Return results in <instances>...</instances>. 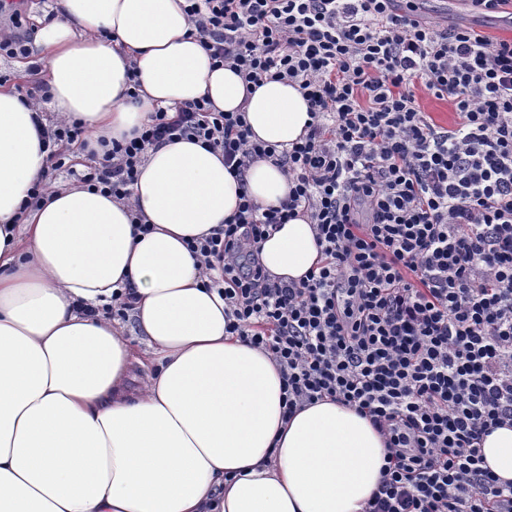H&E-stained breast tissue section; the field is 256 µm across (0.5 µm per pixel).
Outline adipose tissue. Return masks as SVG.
I'll use <instances>...</instances> for the list:
<instances>
[{"label":"adipose tissue","instance_id":"obj_1","mask_svg":"<svg viewBox=\"0 0 512 512\" xmlns=\"http://www.w3.org/2000/svg\"><path fill=\"white\" fill-rule=\"evenodd\" d=\"M184 5L55 0L34 40L51 113L82 121L96 151L154 108L202 98L244 110L254 141H299L310 120L299 87L268 80L247 93L214 66ZM34 113L0 86V512H362L383 436L327 399L283 419L279 367L226 332L224 299L187 245L224 224L241 193L278 205L282 171L260 160L242 183L221 152L184 139L147 152L129 203L70 184L28 209L47 159ZM139 212L151 232L136 231ZM319 259L304 217L260 245L277 277L301 278ZM130 292L134 345L108 314ZM136 366L146 380L134 390ZM481 452L512 481V426Z\"/></svg>","mask_w":512,"mask_h":512}]
</instances>
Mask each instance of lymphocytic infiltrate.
I'll use <instances>...</instances> for the list:
<instances>
[{
    "label": "lymphocytic infiltrate",
    "mask_w": 512,
    "mask_h": 512,
    "mask_svg": "<svg viewBox=\"0 0 512 512\" xmlns=\"http://www.w3.org/2000/svg\"><path fill=\"white\" fill-rule=\"evenodd\" d=\"M215 63L244 82H293L307 132L283 151L251 141L209 100L157 108L78 179L128 198L148 150L181 139L222 151L245 180L259 159L287 177L279 206L243 199L189 240L231 310L226 327L278 365L284 418L329 398L369 416L386 464L363 512H512L480 453L512 425V40L401 13L397 0H187ZM19 0H0V54L31 56ZM424 98L457 120L435 124ZM38 206L82 122L43 131ZM303 215L322 254L304 278L270 276L258 245Z\"/></svg>",
    "instance_id": "lymphocytic-infiltrate-1"
}]
</instances>
